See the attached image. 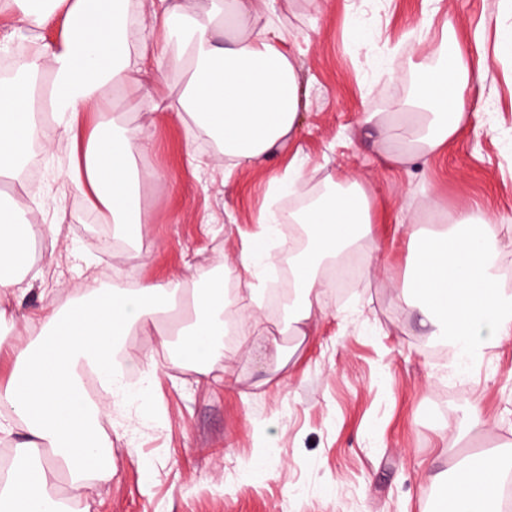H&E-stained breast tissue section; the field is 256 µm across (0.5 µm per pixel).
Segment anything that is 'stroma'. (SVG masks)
<instances>
[{
    "mask_svg": "<svg viewBox=\"0 0 512 512\" xmlns=\"http://www.w3.org/2000/svg\"><path fill=\"white\" fill-rule=\"evenodd\" d=\"M289 42L299 43L298 133L259 167L225 165L189 116L115 110L154 143L141 165L158 172L142 205L139 234L93 241L92 210L55 159L36 157L39 201L23 184L0 183V203L23 212L33 244L54 228L53 262L17 306L43 298L64 306L84 286L85 263L108 272L107 288L144 281L231 286V307H248L238 262L267 207L287 208L348 174L372 198L368 270L345 297L322 292L306 335L264 314L262 335L236 336L209 375L175 357L156 333L132 332L121 355L131 372L153 356L145 404L101 417L112 464L92 486H63L87 512H431L427 476L449 460L512 444V340L490 348L469 375L443 377L419 314L397 298L409 273L410 223L480 205L491 233L512 240V54L496 52L495 22L512 0H270ZM483 26V42L473 32ZM446 42L480 76L464 94L472 115L436 157L402 167L387 159L397 130L364 125L409 95L430 44ZM303 172L297 195L277 190L290 162ZM484 428L466 433L472 407Z\"/></svg>",
    "mask_w": 512,
    "mask_h": 512,
    "instance_id": "35a3bbf8",
    "label": "stroma"
}]
</instances>
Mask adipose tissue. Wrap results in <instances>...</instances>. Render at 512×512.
I'll return each instance as SVG.
<instances>
[{
    "instance_id": "ef3b65f1",
    "label": "adipose tissue",
    "mask_w": 512,
    "mask_h": 512,
    "mask_svg": "<svg viewBox=\"0 0 512 512\" xmlns=\"http://www.w3.org/2000/svg\"><path fill=\"white\" fill-rule=\"evenodd\" d=\"M148 18H134L127 0H0V13H13L20 29L36 34L31 54L16 65L14 78L0 80V177L19 179L33 142L52 153L59 137L70 141L66 175L88 196L99 223L130 233L144 223L141 186L153 180L139 172L136 160L152 143L143 128L119 124L111 114L116 94L129 107L142 101L139 91L150 72H162L171 53L185 57L192 76L167 110L191 116L214 135L224 157L237 166H259L271 157L298 125L301 47H289L270 22L261 0H234L237 13L252 14V29L226 45L212 33L224 21V0H209L198 11L193 0H151ZM63 21L64 34L42 38L41 30ZM153 69H146L145 60ZM471 68L462 56L422 68L413 94L394 102L392 110L366 115V123H393L401 146L394 159L411 163L441 151L467 116L464 89ZM290 224L307 236L302 252L291 258L295 300L288 322L307 326L326 287V266L372 233L370 196L356 179L336 180L328 194L289 213ZM489 222L480 208L457 213L434 233L410 236L414 270L401 285L400 297L417 306L431 335L453 346L461 370L480 365L488 348L512 339V293L500 285L499 260L511 245L486 233ZM25 218L0 208V359L13 370L0 385V434L12 435L23 424L26 438L19 452L50 450L38 470L11 467L0 480V512H66L60 482L81 487L104 476L103 450L109 442L99 419L113 405L146 397L156 373L143 371L128 382L118 370L117 355L133 329L156 328L157 315L168 309L176 289L148 281L134 290L108 289L91 283L66 306L44 303L26 316L35 333L28 347L6 338L16 322L13 302L33 283L31 236ZM279 233L275 215L262 218L240 256L244 271L273 260L271 243ZM192 315L178 334L177 356L199 373H208L224 354V331L258 332V312L229 308L224 288L215 283L189 293ZM93 373L106 401L87 402L83 377ZM507 478L497 453L460 467L445 485L439 512H497Z\"/></svg>"
}]
</instances>
